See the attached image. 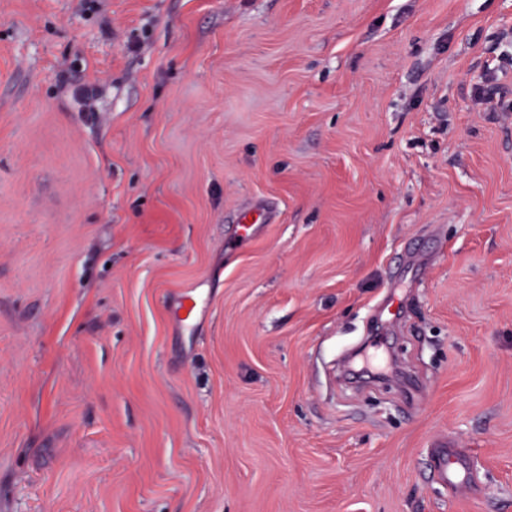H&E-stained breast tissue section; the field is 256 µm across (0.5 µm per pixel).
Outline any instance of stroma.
Returning <instances> with one entry per match:
<instances>
[{
	"mask_svg": "<svg viewBox=\"0 0 512 512\" xmlns=\"http://www.w3.org/2000/svg\"><path fill=\"white\" fill-rule=\"evenodd\" d=\"M0 512H512V0H0ZM452 447L445 442L434 449L435 475L450 489L468 487L470 477L466 460L456 448Z\"/></svg>",
	"mask_w": 512,
	"mask_h": 512,
	"instance_id": "1",
	"label": "stroma"
}]
</instances>
